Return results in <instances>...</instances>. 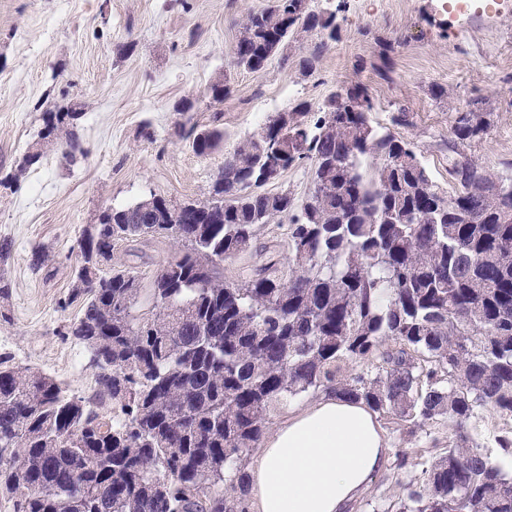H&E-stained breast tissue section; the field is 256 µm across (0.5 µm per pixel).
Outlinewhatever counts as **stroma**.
Returning a JSON list of instances; mask_svg holds the SVG:
<instances>
[{"mask_svg":"<svg viewBox=\"0 0 512 512\" xmlns=\"http://www.w3.org/2000/svg\"><path fill=\"white\" fill-rule=\"evenodd\" d=\"M339 30L314 70L292 45L287 61L253 73L233 69L239 23L266 0H0V175L27 152L37 164L12 187H0V240L13 243L0 261V356L60 380L69 393L91 395L95 369L68 334L79 307L68 304L80 264L77 241L101 211L156 193L205 200L223 151L194 153L182 124L223 128L226 143L253 131L264 115L305 102L319 106L339 86L369 89L373 125L414 144L437 188L453 192L448 142L454 111L486 116L473 142L479 164L512 176V0H336ZM230 76L233 91L210 99L212 83ZM77 105L75 128L84 158L67 161L58 144L40 140L43 114ZM405 122H398V114ZM287 219L268 224L253 247L224 266L225 277L261 265L266 246L283 239ZM49 262L30 267L33 250ZM176 250L172 239L129 242L113 264L146 275ZM392 450L409 457L387 468L355 512H381L425 460L454 439L450 422L422 428L381 417Z\"/></svg>","mask_w":512,"mask_h":512,"instance_id":"35a3bbf8","label":"stroma"}]
</instances>
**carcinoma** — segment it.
<instances>
[{
  "instance_id": "cac0c4a2",
  "label": "carcinoma",
  "mask_w": 512,
  "mask_h": 512,
  "mask_svg": "<svg viewBox=\"0 0 512 512\" xmlns=\"http://www.w3.org/2000/svg\"><path fill=\"white\" fill-rule=\"evenodd\" d=\"M312 0H269L247 13L234 68L260 72L320 30L306 68L336 40V15ZM213 100L232 93L212 84ZM342 86L317 109L301 102L288 127L269 113L224 150L209 197L154 193L105 209L78 240L68 334L96 374L87 397L0 358V495L14 512H249L244 470L289 400L323 393L365 403L415 426L456 430L383 512H512V427L470 437L485 409L512 421V177L470 159L454 195L434 185L410 143L374 126ZM77 107L43 118L42 139L65 131L63 154L83 153ZM455 112L448 171L485 131ZM198 155L224 141L218 126L183 129ZM283 170L310 163L298 200L263 192V171L283 141ZM288 216L280 260L228 280L224 263ZM170 237L180 249L142 285L134 268L101 265L118 244ZM375 370L353 372L356 363Z\"/></svg>"
}]
</instances>
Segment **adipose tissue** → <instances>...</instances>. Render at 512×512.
Masks as SVG:
<instances>
[{"instance_id": "adipose-tissue-1", "label": "adipose tissue", "mask_w": 512, "mask_h": 512, "mask_svg": "<svg viewBox=\"0 0 512 512\" xmlns=\"http://www.w3.org/2000/svg\"><path fill=\"white\" fill-rule=\"evenodd\" d=\"M391 450L365 404L325 396L286 416L247 470L252 512H352Z\"/></svg>"}]
</instances>
